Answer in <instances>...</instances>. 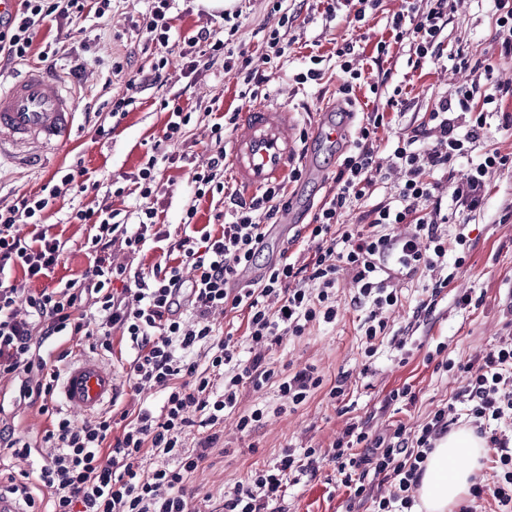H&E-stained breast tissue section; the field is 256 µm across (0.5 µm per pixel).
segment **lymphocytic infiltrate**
Masks as SVG:
<instances>
[{
  "instance_id": "lymphocytic-infiltrate-1",
  "label": "lymphocytic infiltrate",
  "mask_w": 512,
  "mask_h": 512,
  "mask_svg": "<svg viewBox=\"0 0 512 512\" xmlns=\"http://www.w3.org/2000/svg\"><path fill=\"white\" fill-rule=\"evenodd\" d=\"M112 0H18L13 15L0 20V61H29L33 43L48 24L64 26L103 18ZM176 0H148L143 22L146 42L169 47L183 41L205 45L209 63L227 53L228 41L202 31L180 39L171 10ZM456 0H409L389 26L395 39L409 41L412 67L440 59L442 37ZM494 44L479 60L458 52L453 66L479 73L482 83L456 87L431 98L425 111L382 144L381 112L363 115L352 143L342 152L333 188L311 220L299 225L278 258L264 266L258 279L239 285L243 268L253 267L271 226L280 221L291 201L288 182L299 181L293 168L287 183L244 198L224 181V134L236 127L238 113L225 115L211 127L216 150L206 165L192 166L194 202L188 203L177 232L158 224L153 202L160 188V164L177 163L170 145L184 138L191 112L173 105L163 135L145 152L132 180L138 185L136 223L117 219L109 200L95 208L72 209L69 223L90 227L83 243L89 266L81 278L56 282L63 242L48 235L44 222L50 203L69 192H85L84 168L57 170L14 205L0 209V386L17 409L37 408L45 418L38 442L17 437L14 424L0 420V461L33 460L38 496L26 484L11 485L33 512H196L186 483L200 469L220 439L227 417L241 433L253 431L266 417V406L240 408L244 391L277 387L289 405L304 404L322 385L314 368L289 375L276 369L273 346L284 338L305 334L313 324H332L341 315L337 289L349 280L353 304L370 306L359 324L364 356L373 358L379 339L390 338L405 349L406 334L391 333L387 313L401 305L395 284L399 273L427 278L431 292L418 302L420 312L432 310L436 298L464 268L471 243L467 235H449L450 223L480 211L489 173L512 169V151L496 144V135L512 129V84L495 81L502 59L512 58V0H494ZM58 44L45 42L41 60L56 57ZM342 83L340 94L351 96L355 81L367 79L371 92L386 91L385 105L402 109L401 86L380 72L363 77L355 66L353 43L336 49ZM475 157L466 177L454 176L456 163ZM398 181L390 197L374 204L364 227L346 223L345 215L368 202L384 174ZM222 195L227 205L219 225H197V200ZM26 224L29 236L17 234ZM124 243L130 254L162 244L153 266L116 267L110 250ZM22 279H13L14 270ZM238 312L246 320L241 338L226 335L213 311ZM88 337L103 354L114 342L129 356V406L109 410L96 419L76 421L53 406L59 381L72 354L71 344ZM467 386L458 400L476 429L486 421L512 415V336L500 337L483 363L461 367ZM155 391L159 408L145 405L141 395ZM451 406L437 408L414 431L397 426L372 433L363 423L347 425L327 453L316 448L282 449L268 464L250 470L224 494V512H275L283 500L290 474L317 473L329 459L336 479L351 500H372L373 512H412L415 491L429 453L447 435ZM209 427L195 447L185 435L194 423ZM496 472L492 483L476 481L475 498L491 496L498 512H512V438L496 437ZM174 458L171 466L148 469V456ZM390 485L375 492L376 482Z\"/></svg>"
}]
</instances>
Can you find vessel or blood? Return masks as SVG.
Wrapping results in <instances>:
<instances>
[{"instance_id":"obj_1","label":"vessel or blood","mask_w":512,"mask_h":512,"mask_svg":"<svg viewBox=\"0 0 512 512\" xmlns=\"http://www.w3.org/2000/svg\"><path fill=\"white\" fill-rule=\"evenodd\" d=\"M78 108L61 77L46 69L30 66L9 81L0 80V161L26 166L68 143L77 131ZM301 158L293 111L260 99L251 103L227 154L244 195L279 182ZM115 393L111 366L88 354L70 361L60 385L63 405L81 417L97 414Z\"/></svg>"}]
</instances>
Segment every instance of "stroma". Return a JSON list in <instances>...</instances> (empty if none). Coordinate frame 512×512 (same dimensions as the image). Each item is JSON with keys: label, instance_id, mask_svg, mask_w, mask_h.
<instances>
[{"label": "stroma", "instance_id": "1", "mask_svg": "<svg viewBox=\"0 0 512 512\" xmlns=\"http://www.w3.org/2000/svg\"><path fill=\"white\" fill-rule=\"evenodd\" d=\"M405 6L404 0H381L379 8L367 11L360 27H348L342 18H326L319 0H308L289 31L291 45L287 58L278 68L268 70L262 96L270 103L296 109L300 127L312 128L319 105L332 107L333 120H342L335 106L339 102L336 71V45L355 41L356 65L364 70L377 67L392 74L393 83L407 90L410 107L403 113L388 111L381 138H394L400 128L412 123L424 111L431 97L472 80L468 71L452 69L448 57L458 47H468L479 56L495 34L490 0H461L443 36L444 60L412 68L409 42L395 41L389 28L390 17ZM228 11H241L242 25L233 38L234 51H246L253 66H261L265 51L262 38L277 27L280 15L273 10V0H226ZM146 10L144 0H112V10L103 19L88 22L85 32L62 37L66 52L50 66L64 80L68 89L80 97L78 132L71 142L50 155L46 165L35 168L0 169V207L11 204L17 192L44 182L61 167L82 164L91 180H117L136 172L147 148L162 134L168 112L162 103L176 101L194 114V121L179 145L181 154L194 163L206 161L210 154V127L215 112L242 111L247 103L240 96L234 74L221 65L199 64V76L189 85L181 79L184 65L178 49L162 52L145 45L139 27ZM385 43L386 54H378V43ZM323 56L325 70L320 83L297 84L295 76L308 64L310 56ZM167 58L169 80L164 84L133 85L139 69H148ZM133 95L135 103L128 116L113 130L110 138L96 140L93 127L99 114L108 112L113 99ZM310 171L292 187L291 209L304 214L316 207L332 185L338 164L335 145L326 141L308 144ZM165 195L158 198L161 223L177 227L183 206L193 192L186 169L171 167L162 173ZM103 194L88 190L79 195L58 197L50 207L47 221L50 234H64L67 249L58 268L59 275L73 278L87 266L81 245L88 227L67 223L72 209L94 207ZM512 205V171L490 173L486 178L484 207L471 215L469 223L448 227L449 234L469 235L473 248L466 266L440 295V302L429 315H416L419 299L426 297V281L417 276L401 277L398 286L402 304L390 317L394 329L407 331L412 349L406 360H399L389 342L378 345L372 365H365L361 341L356 332L366 308L354 307L351 288L340 289L343 319L334 325L314 326L304 336L284 339L271 356L286 372L307 366L317 368L323 387L296 410L279 411L275 388L259 394L245 393L243 407L266 404L270 410L263 425L248 436L226 420L224 435L202 467L190 478L187 491L200 512H222L224 493L247 473L275 459L285 448L309 446L328 449L346 424L363 421L382 431L422 423L436 406L452 402L466 384L460 364L482 362L507 324L512 323V220L504 221ZM469 293L472 303L460 307L457 297ZM444 344V356L452 362L451 370L434 369L426 354L437 344ZM344 381L346 392L339 401H331L328 388ZM410 386L414 401L388 404L390 393ZM349 494L338 486L334 465L322 462L316 477H304L289 484L279 507L281 512H348Z\"/></svg>", "mask_w": 512, "mask_h": 512}]
</instances>
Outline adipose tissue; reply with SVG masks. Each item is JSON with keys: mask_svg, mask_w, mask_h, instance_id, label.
<instances>
[{"mask_svg": "<svg viewBox=\"0 0 512 512\" xmlns=\"http://www.w3.org/2000/svg\"><path fill=\"white\" fill-rule=\"evenodd\" d=\"M482 446V439L469 428L453 431L439 442L418 489V512H448L469 489Z\"/></svg>", "mask_w": 512, "mask_h": 512, "instance_id": "1", "label": "adipose tissue"}]
</instances>
